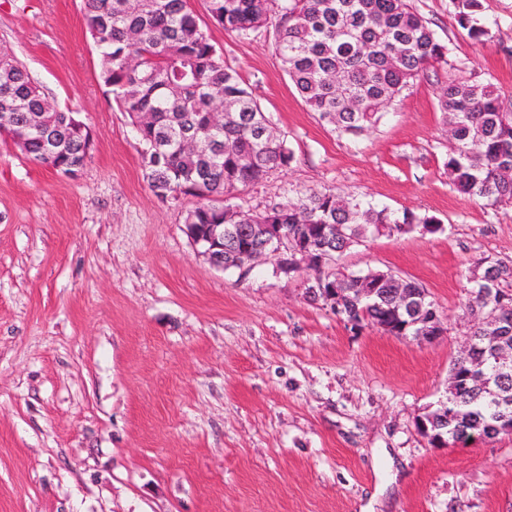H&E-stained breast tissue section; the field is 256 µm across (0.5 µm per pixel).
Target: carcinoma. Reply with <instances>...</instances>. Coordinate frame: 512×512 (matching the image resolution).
I'll return each instance as SVG.
<instances>
[{
  "label": "carcinoma",
  "instance_id": "cac0c4a2",
  "mask_svg": "<svg viewBox=\"0 0 512 512\" xmlns=\"http://www.w3.org/2000/svg\"><path fill=\"white\" fill-rule=\"evenodd\" d=\"M210 16L241 37L274 24L276 51L299 96L319 118L335 129L359 136L376 127L404 90L435 65L449 64L442 43L425 18L407 0H207ZM457 16L471 37L489 35L479 22L480 0H455ZM87 32L101 58V78L113 101L132 126L140 113H154L147 131L136 135L150 153L142 154L155 195L172 192L200 199L186 213L189 224H222L228 209L235 223L290 224L294 234L309 230L318 246L337 257L368 237L399 238L417 224L439 220L405 209L395 212L357 195L333 188L300 192L262 212L245 211L230 199L241 187L258 182L294 159L287 139L260 135L268 119L241 81L224 63L188 0H82ZM133 55L138 67L125 59ZM224 102V129H208V113ZM47 98L27 68L0 48V109L13 114L25 155L66 175L85 166L82 143L70 130V110L46 106ZM439 110L454 124L453 149L446 165L453 187L496 206L512 202V105L491 84L473 78L448 82ZM197 132L199 147H180L186 130ZM347 225V236L323 240L317 226ZM483 280L467 279L468 310L482 335L490 295L512 284V264L499 259L483 264ZM336 281L352 290L355 302L341 316L348 322L374 325L389 314L398 275L373 270L381 296L358 298V276L342 269ZM495 395L465 392L455 416L439 427L448 443L466 442L488 432L498 414L512 402V376L496 378L484 367Z\"/></svg>",
  "mask_w": 512,
  "mask_h": 512
}]
</instances>
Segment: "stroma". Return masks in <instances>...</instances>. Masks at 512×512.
I'll return each mask as SVG.
<instances>
[{
	"label": "stroma",
	"instance_id": "35a3bbf8",
	"mask_svg": "<svg viewBox=\"0 0 512 512\" xmlns=\"http://www.w3.org/2000/svg\"><path fill=\"white\" fill-rule=\"evenodd\" d=\"M410 2L451 63L358 137L303 102L272 29L242 38L189 5L294 153L237 206L332 187L440 221L340 261L421 284L448 328L430 344L310 301L313 270L214 268L185 230L197 198L149 186L81 0H0V45L93 135L75 177L0 135V512H512V435L437 447L416 427L445 395L467 277L484 256L512 262V204L453 188L438 107L470 75L512 102V0H483L480 40L453 0Z\"/></svg>",
	"mask_w": 512,
	"mask_h": 512
}]
</instances>
